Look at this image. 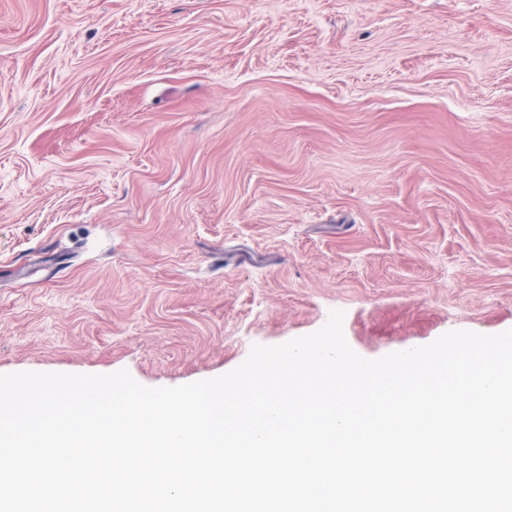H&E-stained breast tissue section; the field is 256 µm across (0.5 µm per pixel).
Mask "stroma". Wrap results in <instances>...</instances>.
<instances>
[{
  "mask_svg": "<svg viewBox=\"0 0 512 512\" xmlns=\"http://www.w3.org/2000/svg\"><path fill=\"white\" fill-rule=\"evenodd\" d=\"M512 329V0H0V374L210 379Z\"/></svg>",
  "mask_w": 512,
  "mask_h": 512,
  "instance_id": "stroma-1",
  "label": "stroma"
}]
</instances>
